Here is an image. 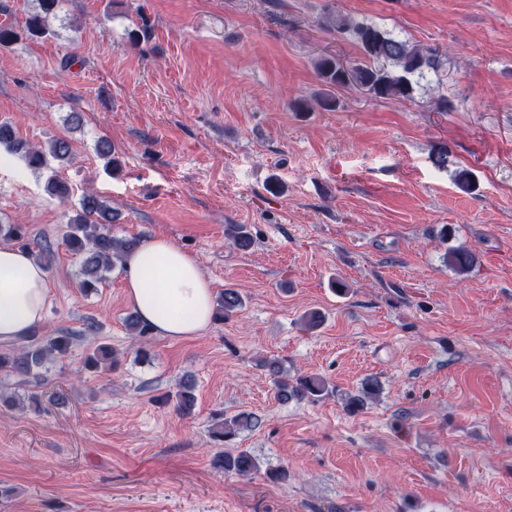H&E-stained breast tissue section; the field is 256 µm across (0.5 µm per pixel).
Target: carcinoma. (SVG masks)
I'll use <instances>...</instances> for the list:
<instances>
[{
    "instance_id": "cac0c4a2",
    "label": "carcinoma",
    "mask_w": 512,
    "mask_h": 512,
    "mask_svg": "<svg viewBox=\"0 0 512 512\" xmlns=\"http://www.w3.org/2000/svg\"><path fill=\"white\" fill-rule=\"evenodd\" d=\"M37 9L26 19L27 32L35 37L52 34L50 20L57 16L61 0H36ZM323 25L341 34H347L362 49L365 60L343 65L331 56H324L314 63L318 77L325 89L310 99L296 103L301 112H311L317 108L331 110L336 107V99L329 88L352 85L375 98H406L411 96L414 87L412 77L424 76L425 70L435 66L433 50L411 45L393 37L377 26L356 21L350 17L328 16ZM0 146L11 152H20L26 165L40 171L50 167L55 161L62 168L73 159V149L66 138H54L44 147L28 146L18 140L14 127L7 121L0 122ZM96 152L105 159V169L112 174L119 170L120 161L112 155L109 142L101 138L96 143ZM47 193L55 198H69L70 189L65 181L55 173L46 182ZM112 206L102 196L86 192L79 207L69 217L62 245L79 263V288L85 294L98 290L105 283L107 273L123 258L140 245L136 238H118L112 235ZM226 235L232 244L241 251L253 245V236L243 224H229ZM0 237L20 248L30 250L45 266L50 268L56 251L47 241H38L29 236L26 228L18 224H1ZM448 267L457 273H466L476 264V254L469 248L458 247L448 252ZM243 307V298L234 288H226L221 293L215 307L214 319L224 317ZM126 327L140 345L138 353L149 357L146 349L149 328L133 313L126 318ZM73 337L67 335L39 336L34 334L19 349L0 351V372L14 376L27 383L41 376V370L51 360L67 354ZM274 376L276 395L282 400L295 398L314 402L329 393L327 382L318 376L300 377L288 380V371L281 363H266ZM380 386L375 380H368L361 390L345 398L346 409L354 413L363 409L367 400L379 394ZM256 426L255 418L249 413H238L224 418L212 429L214 441L224 444L233 442L241 432ZM216 464L226 472L240 476H250L259 470L257 459L246 451L236 454H219Z\"/></svg>"
}]
</instances>
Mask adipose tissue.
I'll return each mask as SVG.
<instances>
[{"instance_id":"ef3b65f1","label":"adipose tissue","mask_w":512,"mask_h":512,"mask_svg":"<svg viewBox=\"0 0 512 512\" xmlns=\"http://www.w3.org/2000/svg\"><path fill=\"white\" fill-rule=\"evenodd\" d=\"M125 298L154 335L183 339L203 334L213 321L214 294L196 259L156 236L123 264ZM48 274L27 251L0 246V345L33 335L45 322Z\"/></svg>"}]
</instances>
